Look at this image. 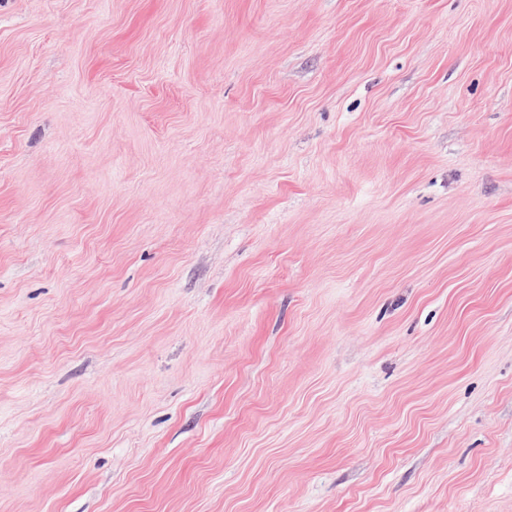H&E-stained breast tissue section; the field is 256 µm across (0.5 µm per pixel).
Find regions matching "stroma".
I'll return each instance as SVG.
<instances>
[{
	"label": "stroma",
	"instance_id": "obj_1",
	"mask_svg": "<svg viewBox=\"0 0 512 512\" xmlns=\"http://www.w3.org/2000/svg\"><path fill=\"white\" fill-rule=\"evenodd\" d=\"M0 512H512V0H0Z\"/></svg>",
	"mask_w": 512,
	"mask_h": 512
}]
</instances>
